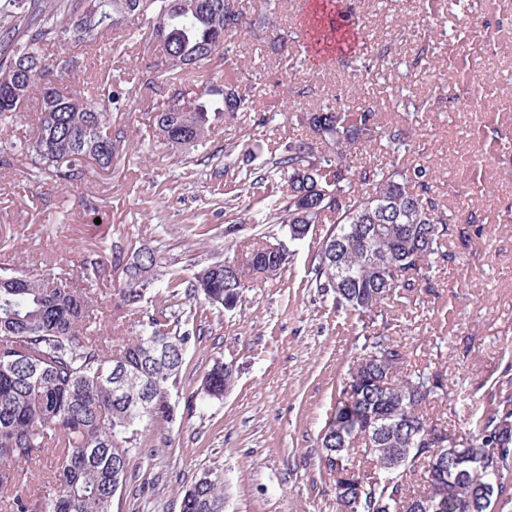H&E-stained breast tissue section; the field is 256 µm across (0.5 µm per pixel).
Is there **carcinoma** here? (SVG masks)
<instances>
[{"label": "carcinoma", "mask_w": 512, "mask_h": 512, "mask_svg": "<svg viewBox=\"0 0 512 512\" xmlns=\"http://www.w3.org/2000/svg\"><path fill=\"white\" fill-rule=\"evenodd\" d=\"M335 8L336 0H322L315 41L342 59L352 56V40L331 17ZM139 19L159 44L139 84L169 81L150 108L153 136L173 149L195 148L219 120L256 108L251 80L232 65L243 54L238 31L263 27L266 17L246 20L240 0H0V123L39 98L36 134L24 152L35 177L74 188L90 172L109 170L126 145L110 117L131 94L107 81L88 94L63 88L69 64L45 57L44 45L95 44ZM221 50L229 62L224 77L187 91V78L206 70ZM308 124L312 135L288 140L273 162L286 191L266 220L290 236L303 209L314 224L333 219L312 256L315 287L334 290L336 306L355 323L375 325L363 334L356 370L337 394L354 392L357 404L325 422L319 436L328 474L347 466L364 484L353 504L345 491L335 492L336 512H413L415 502H432L436 512H505L512 507V395L442 444L461 461L459 475L445 469L429 477L423 469L434 444L410 438L424 426L448 430L443 418L427 412L449 398L447 369L428 363L404 373L406 354L388 319L393 303L433 291V269L456 261L433 171L405 162V130L380 126L367 100L353 111L325 104ZM377 144L386 161L355 164L354 154ZM226 256L234 263L229 274L224 262L214 261L188 279L165 277L150 248L127 262L116 257L124 276L118 307L138 329L116 351L100 335L95 289L62 268L0 262V459L32 464L56 456L60 490L44 497L43 512H112L132 452L141 447L139 424L169 417L168 396L194 331L175 324L172 312L144 309L146 296L183 287L213 307H224L226 294L237 305L253 278L277 274L289 259L267 239L228 248ZM388 377L393 388H381ZM233 378L216 359L199 395L220 400ZM381 457L397 463L392 473L374 470ZM13 482L0 471V512H30L28 498L10 491ZM181 508L224 512L223 472L202 473L185 490Z\"/></svg>", "instance_id": "1"}]
</instances>
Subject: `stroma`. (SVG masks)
Wrapping results in <instances>:
<instances>
[{"mask_svg":"<svg viewBox=\"0 0 512 512\" xmlns=\"http://www.w3.org/2000/svg\"><path fill=\"white\" fill-rule=\"evenodd\" d=\"M344 17L358 32L365 67L314 56L305 36L309 0H242L247 16L266 14L271 25L242 32L249 51L237 60L256 86L257 108L216 125L204 147L177 151L151 134L150 103L165 79L137 88L112 124L125 133L124 154L107 173L93 175L80 192L39 181L25 161L0 169V259L24 267H62L93 281L101 330L117 346L134 334L116 310L120 272L84 270L90 252L117 247L131 254L152 248L163 272L190 276L195 263L223 258L236 241L274 237L265 223L270 196L284 182L271 162L288 139L306 131V116L321 102L354 107L367 90L384 122L408 132L409 162L432 167L434 189L452 217L483 219L480 234L449 237L454 265L437 271L436 294L395 311V338L415 367L437 362L448 370L453 406L434 407L451 428L466 431L489 412L496 396L512 393V65L477 54L487 34L512 32V0H343ZM143 32L127 30V52L88 48L74 41L46 46L73 66L70 85L138 80L153 59L140 45ZM395 47L392 62L374 59L378 43ZM427 59L413 64L420 44ZM488 86L482 112L447 101L463 82ZM294 86L286 96L284 85ZM311 86L310 94L298 88ZM411 88L428 105L416 112L394 106L397 89ZM265 186L250 189L251 173ZM236 236H225L226 225ZM328 230L312 225L291 245L286 267L260 277L241 305L228 311L181 297L173 310L200 333L185 355L181 383L172 392L166 424L142 426L127 487L112 512H181L182 497L202 472L224 473V512H336L334 484L318 460L319 433L336 389L362 343V328L344 322L332 296L311 284V257ZM234 364V385L220 400L190 402L214 360ZM13 476L31 500L57 492L56 459L14 465Z\"/></svg>","mask_w":512,"mask_h":512,"instance_id":"obj_1","label":"stroma"}]
</instances>
